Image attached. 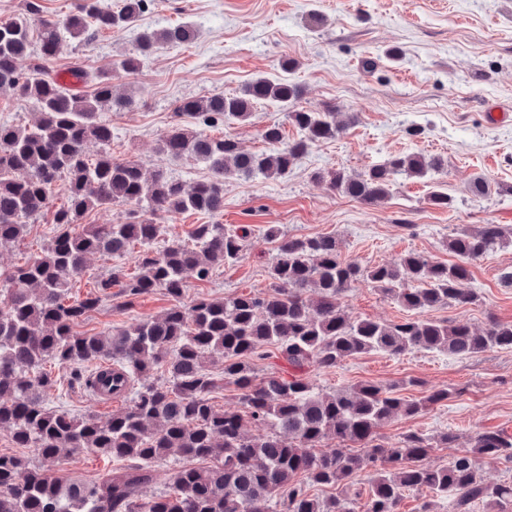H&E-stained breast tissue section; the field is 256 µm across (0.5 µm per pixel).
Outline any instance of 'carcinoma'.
Here are the masks:
<instances>
[{
  "instance_id": "obj_1",
  "label": "carcinoma",
  "mask_w": 512,
  "mask_h": 512,
  "mask_svg": "<svg viewBox=\"0 0 512 512\" xmlns=\"http://www.w3.org/2000/svg\"><path fill=\"white\" fill-rule=\"evenodd\" d=\"M152 0H124L117 12L99 0H81L63 19L39 18L32 33L30 15L40 11L32 0L26 10L0 21V89L30 101L38 112L30 125L0 124V246L24 239L32 224L50 209L55 182H68L66 204L53 210L57 232L38 256L21 266L0 270V429L9 431L17 448H32L45 460H59L82 450L109 455L127 465L93 482L48 473L29 459L0 454V512H359L360 493L344 486L359 472L372 473L364 512H398L404 491H429L448 501V512H473L482 503L493 512L512 506V481L489 483L476 459L488 456L512 463V435L484 431L472 438V454L446 463L430 460L433 447L452 448L457 435L436 442L410 430L395 441L378 442L379 430L395 420H409L427 407L460 394L453 388L408 400L395 389L364 382L332 393L315 388L305 377L328 371L350 358L371 352L401 356L416 349L470 357L492 348H512V323L488 318L482 329L462 321L432 319L423 313L466 307L478 299L468 287L473 262L512 244V227L482 224L448 239L455 262L409 253L390 264L364 267L341 258L333 235L291 237L270 224L264 237L275 243L267 292H241L223 299L182 303L184 273L200 280L241 257L250 236L246 227L196 224L189 241H170L155 251L163 235L161 213L224 212V179L232 175L265 178L288 174L312 145L335 139L358 120L348 113L336 120V106L320 112L294 110L288 121L297 137L287 140L282 125L263 128L268 153L243 149L231 136L211 137L175 125L161 139L162 150L206 164L208 179L187 189L179 180L136 162L117 160L107 150L112 128L101 113L133 105L116 97L112 77L79 67L70 72L90 85L86 94L65 87L49 67L63 33L73 38L122 28L150 9ZM187 26L146 31L139 55L117 63L135 71L139 57L164 44L184 43ZM37 45V63L27 72L18 62ZM302 87L287 80L260 78L237 94L181 100L180 116L213 126L226 118L246 121L255 104L288 105ZM102 146L96 158L85 145ZM443 168L438 156L393 155L360 174L342 169L318 170L315 179L330 190L367 205L383 202L393 177L421 178ZM115 202L136 205L122 224H82L85 214ZM134 243L145 247L139 270L121 284L126 296L163 291L173 301L163 314L139 319L106 335L76 327L98 310L119 282L114 271L98 284L99 293L70 300L73 282L95 254L120 256ZM369 281L394 299L410 316L383 323L354 319L342 299L360 281ZM275 357L293 373L257 374L255 360ZM110 360L122 374L112 389L135 390L130 404L105 422L80 417L46 403L54 381L43 365L54 361L73 368L76 380L95 387L100 370L85 375L81 367ZM224 362L215 378L207 361ZM162 368L166 381L134 389L135 380ZM237 391L239 410H215L208 395L219 383ZM264 429L254 432L252 426ZM336 439L351 448L320 450ZM177 452L200 462L180 468L168 490L144 497L154 476L150 464ZM343 487L328 497L310 494L312 486Z\"/></svg>"
}]
</instances>
